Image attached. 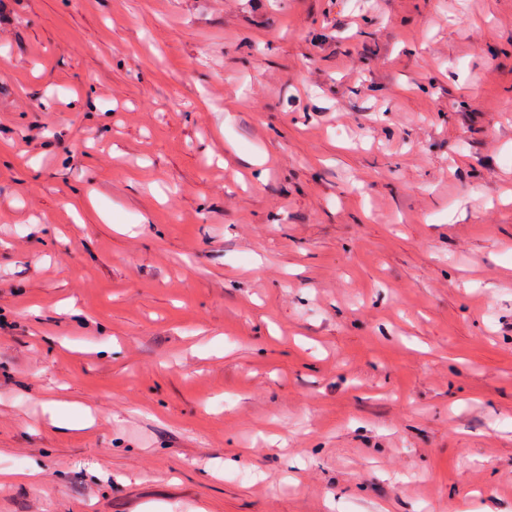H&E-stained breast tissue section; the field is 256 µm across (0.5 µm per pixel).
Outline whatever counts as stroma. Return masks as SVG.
<instances>
[{
	"mask_svg": "<svg viewBox=\"0 0 512 512\" xmlns=\"http://www.w3.org/2000/svg\"><path fill=\"white\" fill-rule=\"evenodd\" d=\"M7 4L0 512H512V0Z\"/></svg>",
	"mask_w": 512,
	"mask_h": 512,
	"instance_id": "stroma-1",
	"label": "stroma"
}]
</instances>
